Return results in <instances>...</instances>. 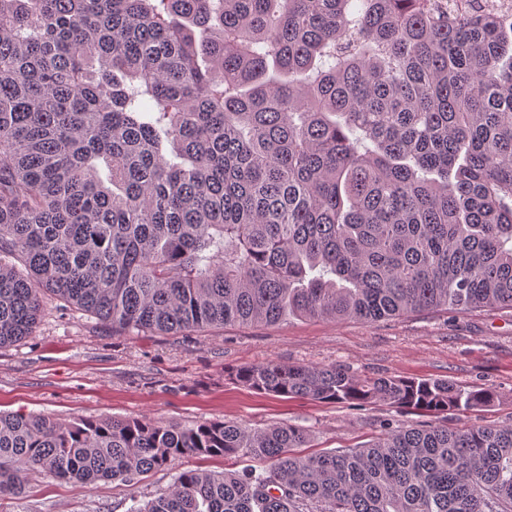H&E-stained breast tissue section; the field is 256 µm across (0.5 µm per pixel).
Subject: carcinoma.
Listing matches in <instances>:
<instances>
[{
	"label": "carcinoma",
	"instance_id": "1",
	"mask_svg": "<svg viewBox=\"0 0 512 512\" xmlns=\"http://www.w3.org/2000/svg\"><path fill=\"white\" fill-rule=\"evenodd\" d=\"M117 331L512 309V4L0 0V346L45 296ZM254 391L465 413L489 388L242 367ZM303 427L0 411V498L129 483V512H512V425ZM253 464L247 458H196L173 460L167 467L138 477L131 483L97 481L65 483L49 474L33 475L24 494L0 500V512H129L134 504L152 499L167 489L186 469L241 470Z\"/></svg>",
	"mask_w": 512,
	"mask_h": 512
}]
</instances>
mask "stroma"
Instances as JSON below:
<instances>
[{
    "label": "stroma",
    "instance_id": "35a3bbf8",
    "mask_svg": "<svg viewBox=\"0 0 512 512\" xmlns=\"http://www.w3.org/2000/svg\"><path fill=\"white\" fill-rule=\"evenodd\" d=\"M336 365L362 377L440 378L493 389L495 402L467 413L429 414L376 402L362 408L256 393L231 378L259 363ZM0 411L60 422L148 417L193 425L290 423L309 430L303 455L370 441L384 420L417 425L512 424V310L420 312L375 323L290 318L180 333L113 331L111 324L48 298L20 342L0 347ZM245 458L173 460L131 483H65L33 475L0 512H128L186 469L239 470Z\"/></svg>",
    "mask_w": 512,
    "mask_h": 512
}]
</instances>
